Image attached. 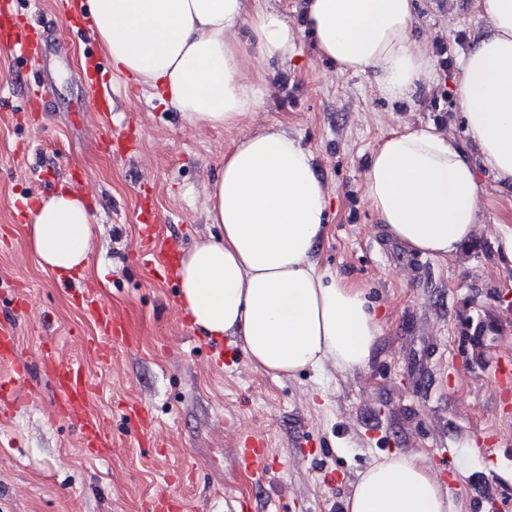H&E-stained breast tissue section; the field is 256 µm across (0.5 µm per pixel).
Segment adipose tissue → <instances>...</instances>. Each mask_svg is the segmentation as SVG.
I'll list each match as a JSON object with an SVG mask.
<instances>
[{
    "mask_svg": "<svg viewBox=\"0 0 512 512\" xmlns=\"http://www.w3.org/2000/svg\"><path fill=\"white\" fill-rule=\"evenodd\" d=\"M421 0H303V29L281 0H87L90 28L113 70L196 128L241 129L260 106L256 61L296 66L308 36L337 72L370 79L388 101L431 91L439 71L412 41ZM488 26L459 61L451 95L463 134L425 126L389 133L373 150L364 194L375 223L408 251L455 257L480 222V174L512 188V0H483ZM249 37H242V29ZM334 193L312 154L281 127L242 132L207 193L216 236L183 250L178 302L194 330L238 336L267 373L333 364L368 367L379 320L364 289L314 259ZM95 216L70 184L27 210L26 238L57 278L85 276ZM345 512H458L419 459L395 452L367 466Z\"/></svg>",
    "mask_w": 512,
    "mask_h": 512,
    "instance_id": "obj_1",
    "label": "adipose tissue"
}]
</instances>
